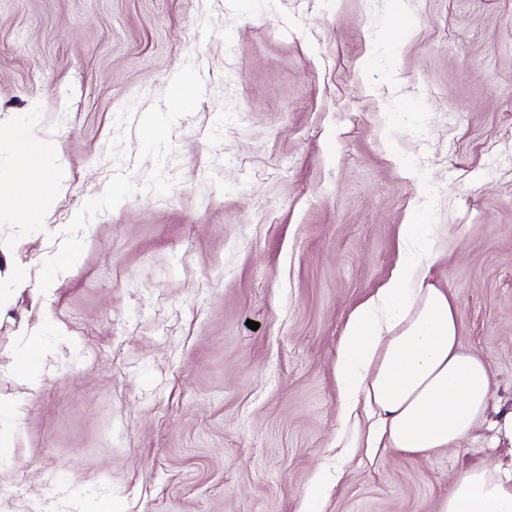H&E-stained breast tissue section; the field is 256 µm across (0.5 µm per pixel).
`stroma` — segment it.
I'll list each match as a JSON object with an SVG mask.
<instances>
[{
  "mask_svg": "<svg viewBox=\"0 0 512 512\" xmlns=\"http://www.w3.org/2000/svg\"><path fill=\"white\" fill-rule=\"evenodd\" d=\"M22 153L0 512H437L512 454L368 448L334 372L415 211L512 411V0H0V184ZM47 174V169L41 156L20 155L16 174L9 186H0L1 207H23L31 214H37L45 205V193H31V187L41 183Z\"/></svg>",
  "mask_w": 512,
  "mask_h": 512,
  "instance_id": "35a3bbf8",
  "label": "stroma"
}]
</instances>
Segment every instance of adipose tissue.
<instances>
[{"label": "adipose tissue", "instance_id": "ef3b65f1", "mask_svg": "<svg viewBox=\"0 0 512 512\" xmlns=\"http://www.w3.org/2000/svg\"><path fill=\"white\" fill-rule=\"evenodd\" d=\"M46 174L42 158L21 155L9 188L0 187V208L37 214L46 196L31 188ZM399 235L408 258L351 315L335 374L346 410L361 401L374 410L377 445L425 456L459 446L486 419L492 377L462 343L455 297L434 283L441 254L431 225L413 219ZM437 512H512V459L468 469Z\"/></svg>", "mask_w": 512, "mask_h": 512}]
</instances>
